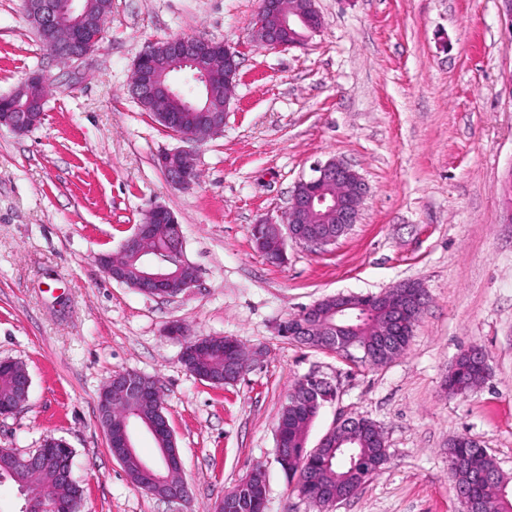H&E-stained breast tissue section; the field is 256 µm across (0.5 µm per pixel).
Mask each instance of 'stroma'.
Wrapping results in <instances>:
<instances>
[{"instance_id": "35a3bbf8", "label": "stroma", "mask_w": 512, "mask_h": 512, "mask_svg": "<svg viewBox=\"0 0 512 512\" xmlns=\"http://www.w3.org/2000/svg\"><path fill=\"white\" fill-rule=\"evenodd\" d=\"M259 0H112L104 38L82 64L48 54L23 0H0V95L31 71L50 78L42 123L0 129V359L22 362L25 408L0 416V448L55 436L75 451L83 512H210L252 469L265 512H318L275 460L294 384L327 378L336 397L307 449L366 417L390 458L330 512H461L444 453L468 435L512 477V224L501 183L512 168V22L498 0H318L322 29L301 47L252 36ZM175 36L223 41L239 76L221 134L196 144L198 179L170 186L157 156L179 141L131 97L133 62ZM338 158L365 180L361 220L322 251L288 242L286 263L256 250L252 227L281 217L296 183ZM167 206L198 271L189 292L143 295L98 264L151 204ZM416 281L428 302L406 351L384 365L277 333L337 293ZM229 336L263 358L231 385L191 374L167 336ZM489 355L474 391L444 379L471 344ZM160 389L190 491L171 503L133 484L98 423L116 372Z\"/></svg>"}]
</instances>
